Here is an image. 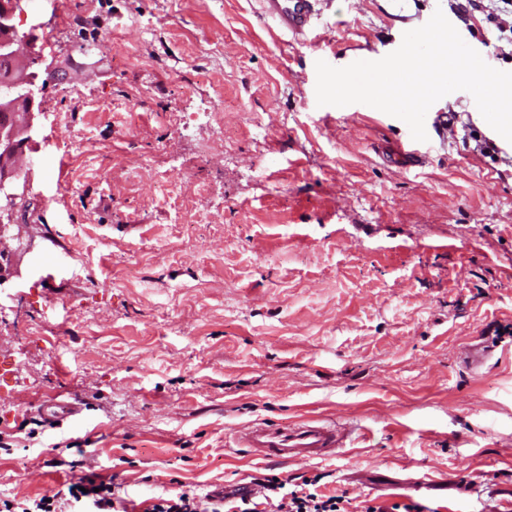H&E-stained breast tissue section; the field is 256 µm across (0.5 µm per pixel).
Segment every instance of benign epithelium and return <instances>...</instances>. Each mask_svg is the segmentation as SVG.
<instances>
[{
    "label": "benign epithelium",
    "mask_w": 512,
    "mask_h": 512,
    "mask_svg": "<svg viewBox=\"0 0 512 512\" xmlns=\"http://www.w3.org/2000/svg\"><path fill=\"white\" fill-rule=\"evenodd\" d=\"M21 0H0V284L11 274L14 250L8 244L9 227L27 182L19 181L33 142L35 103L31 42L18 32L14 16Z\"/></svg>",
    "instance_id": "7a95c632"
}]
</instances>
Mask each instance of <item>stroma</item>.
I'll return each mask as SVG.
<instances>
[{
	"instance_id": "obj_1",
	"label": "stroma",
	"mask_w": 512,
	"mask_h": 512,
	"mask_svg": "<svg viewBox=\"0 0 512 512\" xmlns=\"http://www.w3.org/2000/svg\"><path fill=\"white\" fill-rule=\"evenodd\" d=\"M456 2L325 0L295 39L257 0H22L40 91L0 283V496L94 472L152 504L318 474L359 502L512 512V143L459 90L397 165L405 122L315 93L316 61L381 59L439 9L512 71ZM54 397L80 414L40 422ZM311 414L341 454L237 444Z\"/></svg>"
}]
</instances>
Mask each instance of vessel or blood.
<instances>
[{
  "label": "vessel or blood",
  "instance_id": "b4317fda",
  "mask_svg": "<svg viewBox=\"0 0 512 512\" xmlns=\"http://www.w3.org/2000/svg\"><path fill=\"white\" fill-rule=\"evenodd\" d=\"M319 0H259L263 18L281 32L304 37L311 31L318 15ZM243 447L266 460H315L334 456L342 436L321 420L308 418L288 426L256 422L240 436Z\"/></svg>",
  "mask_w": 512,
  "mask_h": 512
}]
</instances>
